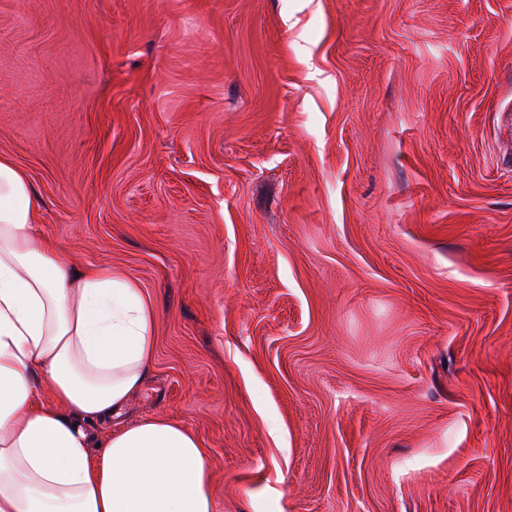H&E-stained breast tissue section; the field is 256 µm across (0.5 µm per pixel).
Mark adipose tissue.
Masks as SVG:
<instances>
[{"instance_id":"ef3b65f1","label":"adipose tissue","mask_w":512,"mask_h":512,"mask_svg":"<svg viewBox=\"0 0 512 512\" xmlns=\"http://www.w3.org/2000/svg\"><path fill=\"white\" fill-rule=\"evenodd\" d=\"M36 207L0 157V512H216L207 455L181 424L89 432L144 387L155 310L123 272L37 242Z\"/></svg>"}]
</instances>
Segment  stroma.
Masks as SVG:
<instances>
[{
    "instance_id": "stroma-1",
    "label": "stroma",
    "mask_w": 512,
    "mask_h": 512,
    "mask_svg": "<svg viewBox=\"0 0 512 512\" xmlns=\"http://www.w3.org/2000/svg\"><path fill=\"white\" fill-rule=\"evenodd\" d=\"M0 157L219 512H512V0H0Z\"/></svg>"
}]
</instances>
